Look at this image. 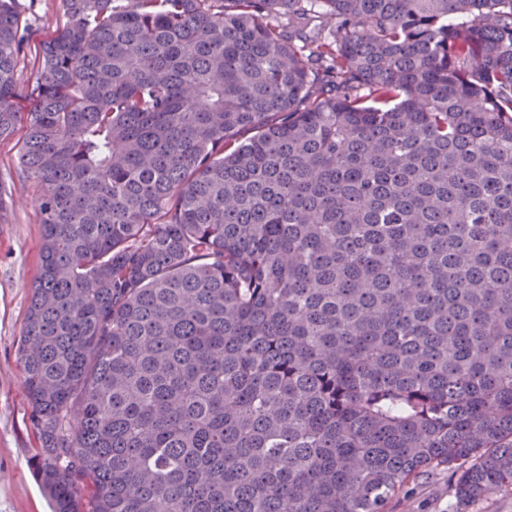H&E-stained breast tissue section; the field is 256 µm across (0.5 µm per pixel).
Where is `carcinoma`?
<instances>
[{"instance_id":"obj_1","label":"carcinoma","mask_w":512,"mask_h":512,"mask_svg":"<svg viewBox=\"0 0 512 512\" xmlns=\"http://www.w3.org/2000/svg\"><path fill=\"white\" fill-rule=\"evenodd\" d=\"M63 3L21 112L0 0L52 512L512 488V0Z\"/></svg>"}]
</instances>
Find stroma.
Wrapping results in <instances>:
<instances>
[{
  "instance_id": "obj_1",
  "label": "stroma",
  "mask_w": 512,
  "mask_h": 512,
  "mask_svg": "<svg viewBox=\"0 0 512 512\" xmlns=\"http://www.w3.org/2000/svg\"><path fill=\"white\" fill-rule=\"evenodd\" d=\"M29 8L36 22L15 69L16 89L25 112L31 108L26 96L40 68L36 48L62 21L64 3L31 0ZM18 153L17 138L0 140V184L7 190L0 202V512H50L31 469L41 442L19 364L30 286L41 267L42 225L35 204L41 188L20 169ZM453 485L450 472L425 471L388 502L385 512H512L511 490L463 505L456 499Z\"/></svg>"
}]
</instances>
